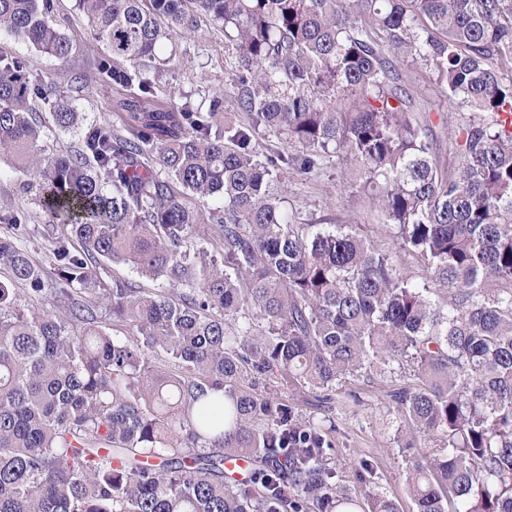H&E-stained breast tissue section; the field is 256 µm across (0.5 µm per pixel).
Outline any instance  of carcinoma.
<instances>
[{
    "label": "carcinoma",
    "instance_id": "1",
    "mask_svg": "<svg viewBox=\"0 0 512 512\" xmlns=\"http://www.w3.org/2000/svg\"><path fill=\"white\" fill-rule=\"evenodd\" d=\"M99 72L127 89L125 113L87 124L85 76L67 88L0 57V156L27 176L47 224L45 273L28 225L0 234V512H358L329 465L336 424L299 413L374 359L413 367L393 412L433 456L411 462L416 512H512V0H77ZM54 0H0V31L64 69L74 37L50 22ZM224 25L232 93L249 123L193 112L149 73L200 16ZM417 55L455 127L448 174L414 112L397 59ZM132 65L129 70L126 65ZM76 145L48 152L33 98ZM299 146L259 159L257 131ZM336 153L396 229L397 256L340 225L294 224L272 183L308 176ZM218 197L224 262L172 184ZM130 264L175 288L107 281ZM28 285L21 296L16 285ZM442 288L447 309L429 290ZM50 292L65 308L42 310ZM130 328L118 340L101 324ZM265 321L259 336L241 314ZM249 458L240 483L224 470Z\"/></svg>",
    "mask_w": 512,
    "mask_h": 512
}]
</instances>
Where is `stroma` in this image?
<instances>
[{
  "instance_id": "1",
  "label": "stroma",
  "mask_w": 512,
  "mask_h": 512,
  "mask_svg": "<svg viewBox=\"0 0 512 512\" xmlns=\"http://www.w3.org/2000/svg\"><path fill=\"white\" fill-rule=\"evenodd\" d=\"M54 17L77 41L70 68L86 77L82 106L87 122L115 120L112 101L121 89L98 72L103 52L85 34L76 0H56ZM165 51L175 56L178 65L162 70L158 85L171 90L179 101L190 103L197 112L208 111L212 96L223 93L225 112L237 123H247V113L239 109L230 90V51L221 27L201 19L195 32L173 35ZM398 68L416 93V111L429 117L441 163L445 168L456 169L459 155L448 126L465 121L470 115L469 108L448 101L432 67L422 58L399 60ZM21 180L10 160L0 158V214H23L25 223L33 230L29 249L34 259L49 269L53 263L39 234L44 226L43 213L20 191ZM276 189L283 195L295 223L349 225L379 248L395 250L392 229L383 224L372 201L355 187L336 157L324 158L315 176L288 174ZM410 381L409 371L397 364L374 362L337 382L331 403L336 423L331 466L337 482L363 503L373 494L392 500L398 512H414L408 470L413 457L426 452L421 443L405 448V426L392 411L391 392Z\"/></svg>"
}]
</instances>
